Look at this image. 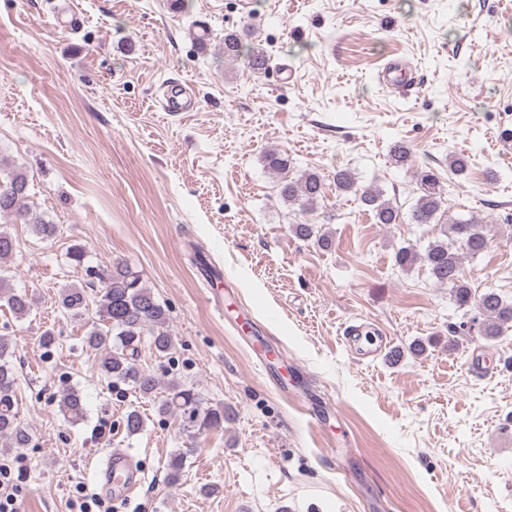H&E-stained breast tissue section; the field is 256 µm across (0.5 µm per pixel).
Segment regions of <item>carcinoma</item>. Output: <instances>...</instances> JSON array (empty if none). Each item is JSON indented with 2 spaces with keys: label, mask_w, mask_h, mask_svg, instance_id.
Instances as JSON below:
<instances>
[{
  "label": "carcinoma",
  "mask_w": 512,
  "mask_h": 512,
  "mask_svg": "<svg viewBox=\"0 0 512 512\" xmlns=\"http://www.w3.org/2000/svg\"><path fill=\"white\" fill-rule=\"evenodd\" d=\"M240 36L234 32L224 35V60L235 62L243 56ZM265 168L277 178L280 199L304 210H315L323 201V178L314 171L291 174L293 162L288 153L269 149L263 155ZM336 190L342 195H352L361 207L373 213L377 224H397L399 210L374 186H360L348 170L335 175ZM28 180L18 169H6L0 165V219L11 224H31L34 232L43 239L54 237L58 232L55 224L35 222L28 206ZM445 204L441 189L433 173L425 171L420 176V195L412 210L417 224L435 221ZM451 242L435 240L419 251L414 247L402 248L395 254V264L402 270L424 263L434 282L450 289L458 310L469 317L471 333L477 329L484 336L494 337L502 332L505 324L512 322V303L505 302L494 290L475 296L463 269L462 258L475 257L488 247L491 237L487 225L477 220H460L448 225ZM460 243L455 248L454 243ZM16 251V242L6 230H0V264L10 261ZM87 286L100 287L98 304L99 321L85 336L88 346L101 351L100 371L107 384L115 388L121 384L130 387L143 398L155 399V408L161 416H176L197 431L224 426L232 419V412L222 406H203L201 396L194 389L177 380L166 383L140 367L137 363L142 337L149 336L155 349L166 354L172 350L169 310L161 304L143 282L139 272L123 261H115L107 268L88 266ZM0 302L10 311L22 317L31 310L28 295L15 290L4 278H0ZM56 303L61 310L73 316L80 315L88 307L87 293L83 288H66ZM11 341L0 336V437L18 446L24 445L28 434L18 419L16 408L17 378L10 365L13 357ZM60 410L68 419L77 422L85 414V402L81 392L65 387L56 395ZM124 428L133 436L145 428V419L133 410L124 418ZM193 449L179 450L169 461V479L180 481L184 460Z\"/></svg>",
  "instance_id": "cac0c4a2"
}]
</instances>
